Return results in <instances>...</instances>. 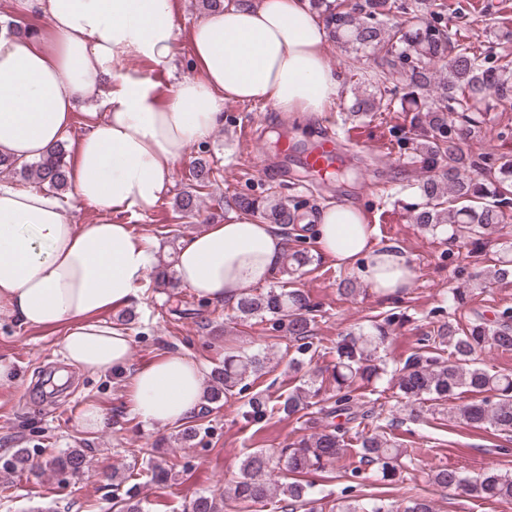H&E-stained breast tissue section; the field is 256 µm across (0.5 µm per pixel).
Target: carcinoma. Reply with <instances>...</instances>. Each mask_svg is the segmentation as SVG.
<instances>
[{
  "mask_svg": "<svg viewBox=\"0 0 512 512\" xmlns=\"http://www.w3.org/2000/svg\"><path fill=\"white\" fill-rule=\"evenodd\" d=\"M427 0H308L309 7L322 18L331 40L347 52L370 56L377 64L369 93L353 94L348 111L360 119L370 112L399 105L411 113L406 131L393 133L399 152L410 157L430 176L417 186L418 201L404 209L415 224L434 232L446 229L453 239L476 245L500 232L507 209L512 207V160L481 155V161L465 152L461 141L475 132L490 100L512 101V70L499 64L487 51L458 43L448 29V19L440 11L427 10ZM494 170L486 182L477 168ZM196 188L179 193L176 206L184 215L200 210V192L213 186L212 167L197 162ZM0 172L33 178L59 197L71 190L68 153L60 142L45 157L17 164L0 152ZM240 210L256 214L263 222L286 229L298 220L297 206L270 194L266 197L241 195L235 199ZM312 262L305 249L289 254L288 274ZM512 278V257L499 260L493 270L481 274L475 284ZM243 317L273 318L276 331H285L295 348L289 366L299 370L303 357L313 351L311 324L314 305L305 292L289 280L266 292L244 293L236 300ZM395 314L372 321L368 327L349 332L336 342L334 378L336 393L323 398L330 403L328 417H345V423H328L295 446L275 454L257 449L241 462L238 479L224 491L198 496L191 512H224L233 503L240 509L263 504L274 490L288 500L294 510L309 503L312 483L304 480L311 472L325 471L347 454L357 442V462L336 472V478L350 482L366 479L374 471L377 480L399 487L408 480L407 449L377 430L351 431L348 424L373 418V411L354 409L353 393L368 387L385 371L381 351L394 331ZM421 346L411 352L398 370L396 385L401 395L412 401L436 403L454 400L462 392L480 397L448 408L450 417L477 428L512 433V375L500 374L479 362L487 348L512 349V306H505L488 318L475 313L463 325L455 319L435 325L420 339ZM268 361L263 354H224V365L211 371L212 385L204 398L209 403L228 402V398L247 390L248 380L260 373ZM320 389L311 381L286 396L275 398L253 394L244 403V416L254 420L266 416L297 415L314 405ZM294 479L275 485L272 476L278 463ZM87 464L86 455L73 450L46 461V468L60 475L75 474ZM29 468L23 449L0 458V472L12 473ZM428 482L441 488H455L465 494L496 502L512 503V474L489 472L477 478L464 477L447 466L428 474ZM336 512H434L432 502L421 494L402 500L379 496L366 500L352 494L351 487L336 503Z\"/></svg>",
  "mask_w": 512,
  "mask_h": 512,
  "instance_id": "cac0c4a2",
  "label": "carcinoma"
}]
</instances>
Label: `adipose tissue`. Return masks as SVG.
Segmentation results:
<instances>
[{
	"instance_id": "1",
	"label": "adipose tissue",
	"mask_w": 512,
	"mask_h": 512,
	"mask_svg": "<svg viewBox=\"0 0 512 512\" xmlns=\"http://www.w3.org/2000/svg\"><path fill=\"white\" fill-rule=\"evenodd\" d=\"M44 27L0 31V152L17 163L46 155L67 135L78 106L102 102L79 139L68 198L0 185V315L30 327L63 326L65 361L92 375L129 372L133 413L168 427L199 413L206 368L174 353L129 370L131 339L105 313L137 303L158 269L155 250L121 214L156 208L191 146L224 123L228 102H262L304 119L339 86L322 20L305 0H225L190 33L193 74L168 99L133 69L174 58V0H27ZM98 216L78 222L79 205ZM365 214L348 204L317 215L316 243L356 267L375 293L410 288L414 271L394 249L372 247ZM286 249L277 225L235 211L182 240L174 273L207 306L237 300L269 279Z\"/></svg>"
}]
</instances>
